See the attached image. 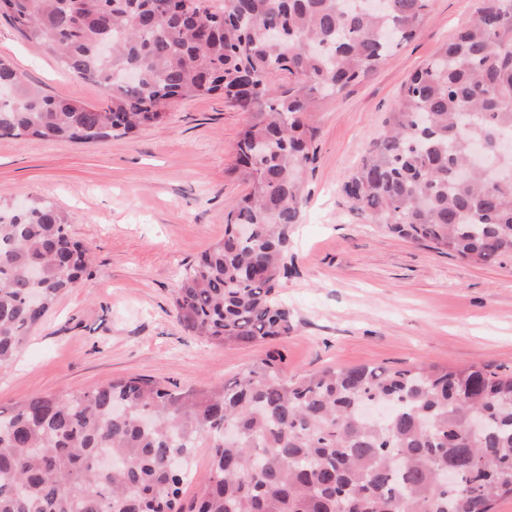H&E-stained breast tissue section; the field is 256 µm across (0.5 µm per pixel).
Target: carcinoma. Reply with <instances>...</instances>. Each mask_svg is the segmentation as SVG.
<instances>
[{"instance_id": "obj_1", "label": "carcinoma", "mask_w": 512, "mask_h": 512, "mask_svg": "<svg viewBox=\"0 0 512 512\" xmlns=\"http://www.w3.org/2000/svg\"><path fill=\"white\" fill-rule=\"evenodd\" d=\"M428 7L0 0V16L27 41L112 90L104 110L52 97L1 58L11 95L0 99V137L105 142L201 95L253 113L237 143L249 192L229 205L224 238L180 275L172 301L183 328L217 346L274 341L294 328L279 288L292 273L290 231L315 161L307 114L368 78ZM385 124L342 182L351 208L467 262L512 256V175L459 176L475 145L493 153L512 135V0H483L402 86ZM240 224L251 237L234 235ZM88 269L64 212L0 205V370ZM281 362L268 355L212 387L171 390L132 376L0 410V512H492L512 497L511 375L357 365L287 378ZM475 414L485 420L478 433L468 429ZM203 446L210 474L185 502L188 454ZM450 465L452 485L441 479Z\"/></svg>"}]
</instances>
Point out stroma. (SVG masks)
<instances>
[{
  "instance_id": "obj_1",
  "label": "stroma",
  "mask_w": 512,
  "mask_h": 512,
  "mask_svg": "<svg viewBox=\"0 0 512 512\" xmlns=\"http://www.w3.org/2000/svg\"><path fill=\"white\" fill-rule=\"evenodd\" d=\"M482 0H430L416 35L366 80L311 114L316 159L295 272L281 288L294 329L284 339L217 346L177 321L184 268L224 236L225 211L248 186L236 163L251 115L220 96L170 104L167 120L104 143L0 138V203H54L91 249L81 283L32 330L0 372V410L146 376L172 389L224 382L266 354L287 376L330 366L489 367L512 374V257L461 261L369 223L340 185L379 136L407 77L466 27ZM0 56L45 93L105 109L100 87L0 17Z\"/></svg>"
}]
</instances>
